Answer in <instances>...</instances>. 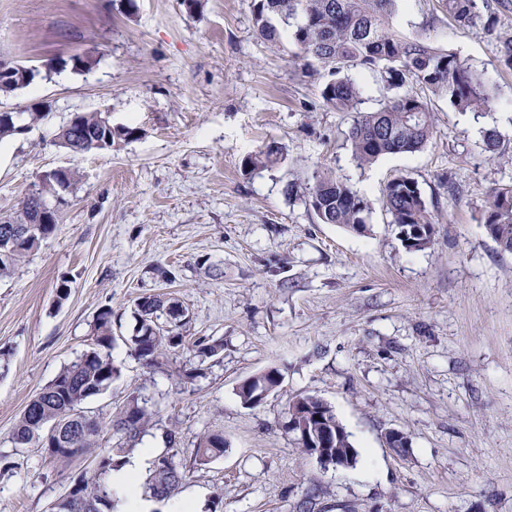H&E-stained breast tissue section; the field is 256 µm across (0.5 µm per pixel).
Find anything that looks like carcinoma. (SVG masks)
Here are the masks:
<instances>
[{
    "label": "carcinoma",
    "mask_w": 512,
    "mask_h": 512,
    "mask_svg": "<svg viewBox=\"0 0 512 512\" xmlns=\"http://www.w3.org/2000/svg\"><path fill=\"white\" fill-rule=\"evenodd\" d=\"M400 0H254L253 16L258 35L269 43L286 38L293 43L304 69L314 65L328 69L331 79L324 83V103L338 112H354L347 138L354 159L364 166L379 158L421 150L434 131L431 99L419 94L445 97L448 106L458 111L481 112L494 105L495 97L482 74L473 70L453 50L432 46L421 35L407 36L397 32L393 19ZM448 16L462 28L479 24L491 30L498 23L490 0H445ZM496 67L512 71V37L500 41ZM353 69L379 70L386 88L401 93L386 97L372 111H362L360 85L349 77ZM39 74L34 68L19 75L13 83H1L0 93L8 94L28 86ZM419 91H414L413 86ZM77 132L93 133L94 139L83 138L80 150H110L132 141L139 130L129 125L108 129L102 112H76L58 134V144L68 147ZM484 151L489 158L504 154L501 136L495 130L485 133ZM279 148L269 145L248 159L250 165H273L278 162ZM75 176L62 170L49 181L41 182L36 193L27 196L20 208L6 219L0 218V234L13 237V242L0 246V277L15 268L56 229L57 217L50 212L44 224H32L35 198L45 199L58 186H72ZM308 206L323 224H338L355 231L368 223V201L347 182L333 176H316L308 188ZM383 207L395 225L401 242L409 251H422L433 242V224L418 182L401 175L391 180L383 193ZM486 233L504 252L512 253V186L490 191L481 214ZM184 302L170 294L149 295L135 303L136 324L125 339L130 354L143 366L160 364L165 352L186 341L190 315L182 314ZM112 308L99 309L93 325V342L76 361L64 367L25 407L12 433L13 450L0 454V475L15 468L13 456L35 445L45 447L43 439L48 424L72 416L82 405L107 390L120 375V367L112 359ZM198 353L213 358L224 350L220 340L198 338L193 342ZM281 385L278 369L270 368L247 380L238 388L243 406L262 404L260 393L276 391ZM302 410L318 414L308 424L315 436L325 430L336 432L338 419L332 407L322 399L298 394ZM152 420V411L137 395H131L112 414L110 428L119 435L111 448L101 447L105 425L101 418L83 426L76 422L56 438L54 448L46 450L53 461L67 463L81 456L94 457V469L83 471L72 479L79 504L64 502L57 512H114L115 500L107 477L130 454L144 428ZM169 448L153 460L152 472L144 492L157 501L174 497L180 490L185 472L175 461L177 438L166 431ZM224 434L206 431L197 437L194 461L206 465L224 454Z\"/></svg>",
    "instance_id": "carcinoma-1"
}]
</instances>
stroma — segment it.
<instances>
[{"label": "stroma", "mask_w": 512, "mask_h": 512, "mask_svg": "<svg viewBox=\"0 0 512 512\" xmlns=\"http://www.w3.org/2000/svg\"><path fill=\"white\" fill-rule=\"evenodd\" d=\"M494 31L457 27L441 0H401L395 29L457 51L498 103L459 112L433 102L434 133L412 154L357 165L352 115L326 106L327 69L302 71L296 47L257 34L253 0H0V59L40 66L32 84L0 94V110L46 117L0 150V215L40 175L77 176L57 201L55 232L0 278V450H11L26 405L90 346L101 307L113 311L121 374L89 400L110 415L133 394L156 412L140 447L180 433L179 498L206 512H512V253L479 221L489 191L512 184V73L494 65L512 36V0ZM75 54L90 58L71 69ZM107 110L138 139L75 153L56 135L76 112ZM497 130L503 159L483 150ZM278 163L248 165L267 144ZM350 184L371 207L365 232L317 222L305 203L314 176ZM415 178L433 243L407 251L386 214L388 182ZM296 194H288V184ZM173 266L159 282L153 269ZM67 283L68 296L57 288ZM170 292L188 307L187 342L145 368L123 339L134 301ZM221 340L220 357L193 339ZM270 367L283 382L256 408L238 385ZM298 394L332 406L359 452L323 469L285 430ZM224 434L223 456L194 462L197 436ZM405 433L397 454L389 430ZM0 478V512H50L90 459L54 463L36 447Z\"/></svg>", "instance_id": "35a3bbf8"}]
</instances>
